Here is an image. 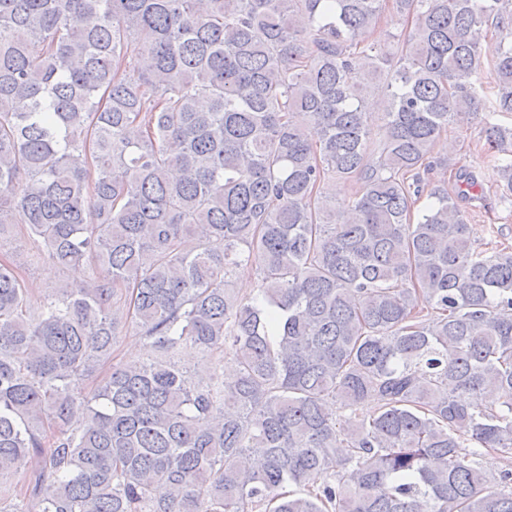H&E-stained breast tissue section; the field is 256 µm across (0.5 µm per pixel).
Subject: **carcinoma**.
<instances>
[{
    "label": "carcinoma",
    "mask_w": 512,
    "mask_h": 512,
    "mask_svg": "<svg viewBox=\"0 0 512 512\" xmlns=\"http://www.w3.org/2000/svg\"><path fill=\"white\" fill-rule=\"evenodd\" d=\"M496 112L512 0H0V237L95 262L34 312L0 262V512H512V251L426 184L475 120L512 201ZM498 38L495 36V33L490 30L487 33V36L482 40V55L483 60L485 64V68L481 74V81L485 88L486 95L488 100L493 96V86H494V76L492 75L488 63L491 62V60L496 56L497 47H498ZM487 44H491L494 46V52L493 53H487L485 52V46ZM133 345L136 346L137 351L134 355H131L129 353V348ZM114 355L118 360L130 362L146 359L148 352L144 348L143 342L139 336H135L134 333L129 330L127 333L124 331L121 336H118L117 342L114 346Z\"/></svg>",
    "instance_id": "cac0c4a2"
}]
</instances>
